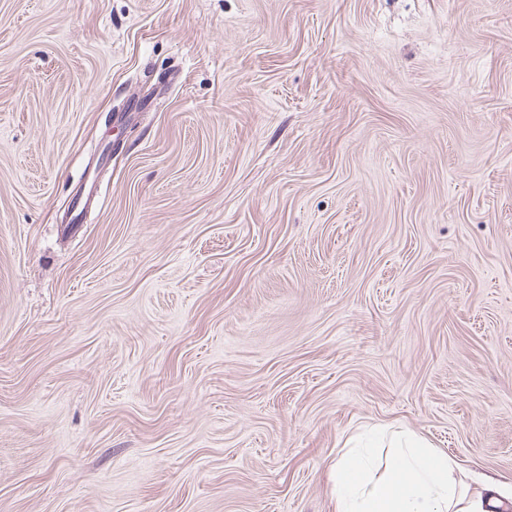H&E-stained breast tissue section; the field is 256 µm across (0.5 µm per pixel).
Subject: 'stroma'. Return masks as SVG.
<instances>
[{"mask_svg":"<svg viewBox=\"0 0 512 512\" xmlns=\"http://www.w3.org/2000/svg\"><path fill=\"white\" fill-rule=\"evenodd\" d=\"M366 427L512 502V0H0V512H335Z\"/></svg>","mask_w":512,"mask_h":512,"instance_id":"35a3bbf8","label":"stroma"}]
</instances>
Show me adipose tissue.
I'll return each instance as SVG.
<instances>
[{
	"label": "adipose tissue",
	"instance_id": "obj_1",
	"mask_svg": "<svg viewBox=\"0 0 512 512\" xmlns=\"http://www.w3.org/2000/svg\"><path fill=\"white\" fill-rule=\"evenodd\" d=\"M331 479L336 512H500L495 495L466 496L444 452L416 436L385 449L351 448Z\"/></svg>",
	"mask_w": 512,
	"mask_h": 512
}]
</instances>
